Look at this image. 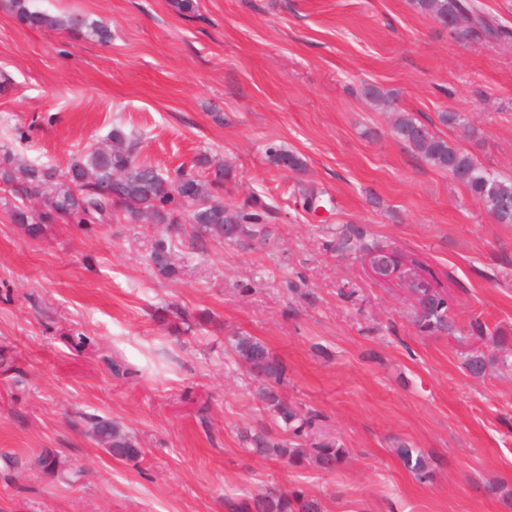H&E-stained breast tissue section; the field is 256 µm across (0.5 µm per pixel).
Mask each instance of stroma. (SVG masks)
Instances as JSON below:
<instances>
[{"instance_id":"35a3bbf8","label":"stroma","mask_w":512,"mask_h":512,"mask_svg":"<svg viewBox=\"0 0 512 512\" xmlns=\"http://www.w3.org/2000/svg\"><path fill=\"white\" fill-rule=\"evenodd\" d=\"M106 25L109 43L33 29L0 5V144L65 169L112 129L162 171L208 157L232 167L220 194L269 205L248 246H177V272L150 262L158 228L118 218L82 229L12 223L0 190V512H228L264 487L304 489L327 512H512V372L463 362L480 320L512 337V224L426 163L375 107L379 87L484 167L512 174V51L423 16L411 0H39ZM455 112L463 125L442 124ZM306 168L274 166L269 149ZM321 192L311 212L304 194ZM395 251L404 279L373 280L362 255L327 242L344 225ZM447 293L453 334L414 323L410 275ZM197 323L179 334V313ZM241 331L286 367L288 396L320 411L347 450L336 471L246 452L242 431L283 432L257 385L224 353ZM88 341L77 348L71 335ZM121 374H114L113 364ZM119 422L146 454L112 456L94 419ZM430 457L418 481L393 453ZM46 448L84 472L35 465Z\"/></svg>"}]
</instances>
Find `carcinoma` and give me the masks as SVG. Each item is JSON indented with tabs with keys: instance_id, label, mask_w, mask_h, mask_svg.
Listing matches in <instances>:
<instances>
[{
	"instance_id": "1",
	"label": "carcinoma",
	"mask_w": 512,
	"mask_h": 512,
	"mask_svg": "<svg viewBox=\"0 0 512 512\" xmlns=\"http://www.w3.org/2000/svg\"><path fill=\"white\" fill-rule=\"evenodd\" d=\"M35 0H6L5 7L31 28H59L81 39L106 42L107 28L74 14L66 17L52 15L35 7ZM416 10L438 21L452 20L461 14L474 18L477 28L472 37L495 43L504 49L512 46V32L485 17L472 0H412ZM393 134L415 150L421 158L436 168L447 171L464 184L471 196L481 202L501 224H512V210L501 203L512 201V176H502L486 169L471 153L450 145L433 134L427 126L401 113L394 119ZM138 142L115 129L110 143L104 148L86 152L69 163L66 172L56 171L43 164L21 165L11 151L0 148V184L9 188L14 202L10 203V218L37 236L45 224L65 220L82 226L107 224L119 212L135 222L144 216L163 231L154 241L151 261L162 276L175 273L171 261L175 240L183 235V224L192 227L191 244L205 240L244 243L266 240L267 210L263 206L245 204L228 208L218 200L224 182L233 179L232 170L218 165L211 175L200 177L191 171L180 170L174 177L160 173L153 165L138 160ZM271 163L295 172L306 163L294 152L282 149L269 151ZM364 231L359 227L345 229L327 247L336 251H359L383 261L389 251L363 242ZM416 296L415 322L420 331L445 333L453 328L447 296L432 288L425 280L411 282ZM224 351L245 366L259 383L258 395L273 412L277 424L284 427L288 440L277 442L267 431L246 432L241 440L255 454L288 465L304 462L323 472H333L343 461L346 450L332 437L321 432V414L304 410L297 402L281 393L285 368L282 361L262 339L246 333L225 337ZM493 359L480 349L465 356L470 374L485 375ZM96 440L117 460L144 458L145 450L128 435L121 424L109 419H96L92 424ZM404 467L423 481L431 476L429 459L406 442L396 446ZM39 470L50 477H65L73 481L81 472L72 469L54 450L45 448L37 456ZM229 512H326L322 498L303 490L285 494L266 490L237 503H227Z\"/></svg>"
}]
</instances>
